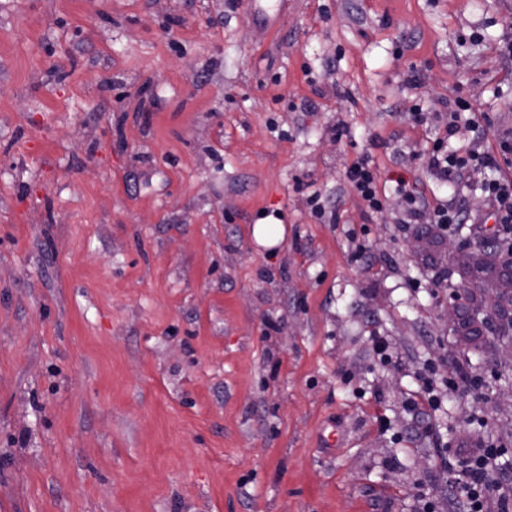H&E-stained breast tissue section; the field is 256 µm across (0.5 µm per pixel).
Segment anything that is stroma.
<instances>
[{"instance_id":"obj_1","label":"stroma","mask_w":512,"mask_h":512,"mask_svg":"<svg viewBox=\"0 0 512 512\" xmlns=\"http://www.w3.org/2000/svg\"><path fill=\"white\" fill-rule=\"evenodd\" d=\"M457 100L449 152L512 136V0H0V512H468L483 442L512 486L401 195L490 225L512 156L425 166ZM443 141H438L425 157L427 168L438 178L448 181V177L458 175L472 161L484 165L485 167H495L498 160L495 152H482L479 154L468 153L467 156L448 155L443 150ZM347 180L368 208L378 211L383 203L373 171L366 161L354 163L346 172Z\"/></svg>"}]
</instances>
